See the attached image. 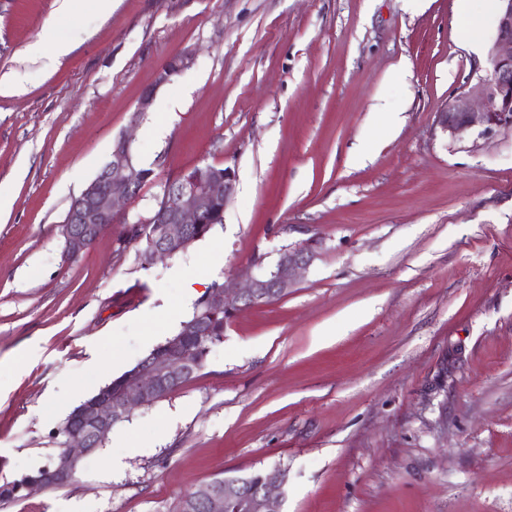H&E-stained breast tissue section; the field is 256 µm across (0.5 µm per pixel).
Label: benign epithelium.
I'll return each instance as SVG.
<instances>
[{
    "instance_id": "benign-epithelium-1",
    "label": "benign epithelium",
    "mask_w": 512,
    "mask_h": 512,
    "mask_svg": "<svg viewBox=\"0 0 512 512\" xmlns=\"http://www.w3.org/2000/svg\"><path fill=\"white\" fill-rule=\"evenodd\" d=\"M487 59L490 68L478 76L475 89L458 90L436 112L437 127L455 142L512 134V0H500L496 36L488 48ZM194 63L192 52L169 58L157 70L154 82L142 91L133 121L148 112L160 88ZM151 176L134 163L131 139H117L109 162L71 200L65 213L66 255L78 256L112 225L130 222L124 205L139 194ZM235 187L234 171L226 168L218 174L206 165L166 179L155 196V221L160 227L151 262L186 249L192 242L191 229L207 223L216 197L222 194L224 200H229ZM314 258L311 243L286 246L280 250L274 268L267 271L261 262H255L237 274L234 284L210 289L206 305L215 315L234 317L252 301L286 296L299 271ZM205 335L207 332L201 326L185 325L183 335L164 344L163 354L150 356L123 376L119 392L108 384L95 397L82 402L71 415L63 448L37 474L25 477L19 489L31 492L69 485L75 479L81 458L99 450V440L112 424L123 420L133 409L153 403L167 392L171 383L197 368L198 349L187 346L184 337L202 340ZM287 481L288 472L276 468L256 489L247 488L249 481L244 476L226 478L199 486L190 498L203 506V512H224L232 499L239 512H283V488Z\"/></svg>"
}]
</instances>
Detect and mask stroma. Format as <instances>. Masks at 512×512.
<instances>
[{"instance_id":"35a3bbf8","label":"stroma","mask_w":512,"mask_h":512,"mask_svg":"<svg viewBox=\"0 0 512 512\" xmlns=\"http://www.w3.org/2000/svg\"><path fill=\"white\" fill-rule=\"evenodd\" d=\"M498 0H118L110 17L0 0V457L49 462L77 402L262 254L313 241L287 296L242 310L192 380L113 427L66 487L0 512H175L218 476L286 467L284 512H512V136L435 114L488 67ZM76 50L30 54L46 28ZM193 66L141 91L170 57ZM398 116L391 132L376 107ZM131 135L160 181L236 174L224 221L142 266L61 222ZM113 373V374H114ZM195 62V54L192 52L183 53L169 58L156 72L154 82L146 87L138 101L134 112V119H140L151 108L157 92L170 83L174 76H177L191 66Z\"/></svg>"}]
</instances>
